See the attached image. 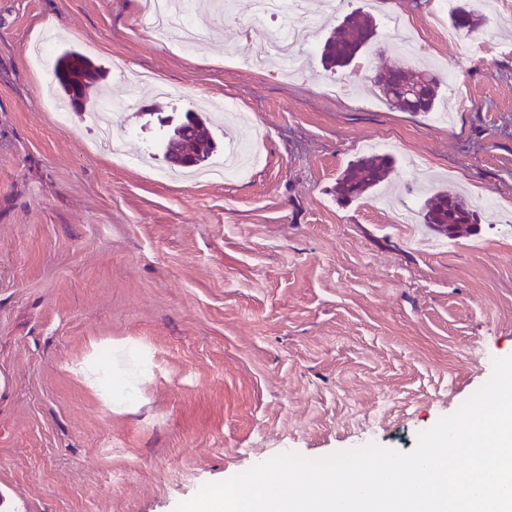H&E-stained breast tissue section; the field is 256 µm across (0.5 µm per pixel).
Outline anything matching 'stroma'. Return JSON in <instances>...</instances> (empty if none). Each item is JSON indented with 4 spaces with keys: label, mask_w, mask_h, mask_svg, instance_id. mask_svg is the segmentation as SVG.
Wrapping results in <instances>:
<instances>
[{
    "label": "stroma",
    "mask_w": 512,
    "mask_h": 512,
    "mask_svg": "<svg viewBox=\"0 0 512 512\" xmlns=\"http://www.w3.org/2000/svg\"><path fill=\"white\" fill-rule=\"evenodd\" d=\"M200 45L153 33L143 0H0V512H175L200 489L292 451H411L512 356V0H469L495 35L456 58L461 0H386L353 69L317 43L365 0H307L314 47L290 78L243 66L264 35L254 0H197ZM440 76L448 123L390 107L372 85L395 53ZM90 55L113 101L114 157L87 114L51 112L47 32ZM164 114L231 101L251 120L210 133L257 142L237 181L157 170ZM391 155L390 190L421 212L460 192L476 235L393 223L380 189L337 201L347 166ZM129 383L131 402L112 397Z\"/></svg>",
    "instance_id": "1"
}]
</instances>
